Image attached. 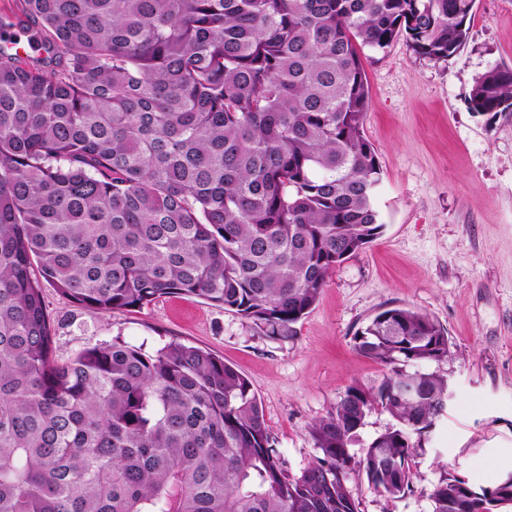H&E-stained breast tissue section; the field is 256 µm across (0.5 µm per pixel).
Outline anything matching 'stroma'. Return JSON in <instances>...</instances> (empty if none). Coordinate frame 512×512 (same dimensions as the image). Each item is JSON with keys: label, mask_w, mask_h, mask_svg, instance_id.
<instances>
[{"label": "stroma", "mask_w": 512, "mask_h": 512, "mask_svg": "<svg viewBox=\"0 0 512 512\" xmlns=\"http://www.w3.org/2000/svg\"><path fill=\"white\" fill-rule=\"evenodd\" d=\"M370 105L365 133L383 170L376 197L385 225L338 265L319 301L286 340L196 297L170 295L96 316L45 288L56 357L113 339L153 349L178 341L245 375L261 401L289 475L319 454L309 429L355 383L378 386L386 369L354 348L357 331L388 307L429 315L451 355L427 363L454 396L422 442L414 492L387 499L363 478L349 488L360 512H431L444 472L487 485L512 473V112H469L465 99L493 67L512 68V0H476L469 36L441 62L405 40L363 50Z\"/></svg>", "instance_id": "35a3bbf8"}]
</instances>
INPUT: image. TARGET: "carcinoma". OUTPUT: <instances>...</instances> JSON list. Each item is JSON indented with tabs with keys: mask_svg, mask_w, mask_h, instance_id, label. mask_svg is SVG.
<instances>
[{
	"mask_svg": "<svg viewBox=\"0 0 512 512\" xmlns=\"http://www.w3.org/2000/svg\"><path fill=\"white\" fill-rule=\"evenodd\" d=\"M476 0H22L38 54L0 44V512H358L357 473L413 492L448 411L447 331L390 307L355 335L388 369L311 428L291 477L251 382L170 342L61 361L43 288L95 314L202 298L287 339L384 224L360 49L454 56ZM469 111L512 112V69ZM414 375L412 389L404 382ZM395 424L350 453L376 410ZM432 512H498L512 483L444 474Z\"/></svg>",
	"mask_w": 512,
	"mask_h": 512,
	"instance_id": "carcinoma-1",
	"label": "carcinoma"
}]
</instances>
